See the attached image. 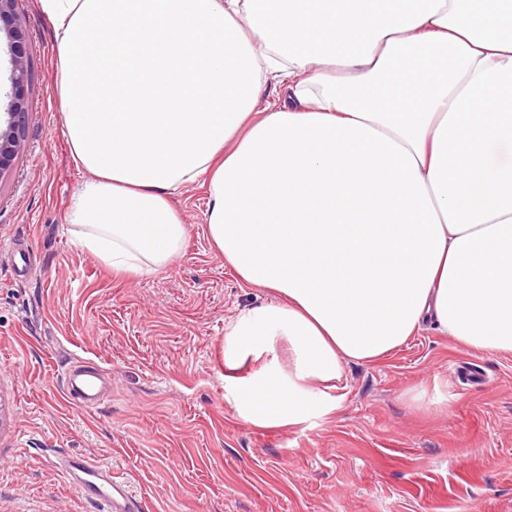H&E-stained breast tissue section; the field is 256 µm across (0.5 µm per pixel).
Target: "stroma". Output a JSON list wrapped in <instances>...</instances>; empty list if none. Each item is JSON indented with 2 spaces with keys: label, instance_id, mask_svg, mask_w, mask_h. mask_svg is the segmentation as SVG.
I'll use <instances>...</instances> for the list:
<instances>
[{
  "label": "stroma",
  "instance_id": "35a3bbf8",
  "mask_svg": "<svg viewBox=\"0 0 512 512\" xmlns=\"http://www.w3.org/2000/svg\"><path fill=\"white\" fill-rule=\"evenodd\" d=\"M27 147L0 178V512H96L60 463L81 454L127 482L143 512H512V354L466 352L425 323L385 361L347 363L327 418L258 428L224 389L227 323L270 294L239 281L208 240V191L174 199L180 257L119 276L65 221L86 178L62 134L58 47L39 0ZM90 362L92 409L62 376ZM452 394L435 406V391Z\"/></svg>",
  "mask_w": 512,
  "mask_h": 512
}]
</instances>
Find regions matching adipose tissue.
<instances>
[{
	"label": "adipose tissue",
	"mask_w": 512,
	"mask_h": 512,
	"mask_svg": "<svg viewBox=\"0 0 512 512\" xmlns=\"http://www.w3.org/2000/svg\"><path fill=\"white\" fill-rule=\"evenodd\" d=\"M373 2L40 0L89 173L72 236L116 274L167 268L173 196L207 184L213 249L275 296L224 333L230 402L257 427L328 417L346 363L428 319L512 353V0ZM270 83L287 102L262 101Z\"/></svg>",
	"instance_id": "obj_1"
}]
</instances>
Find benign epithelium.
Instances as JSON below:
<instances>
[{"label":"benign epithelium","mask_w":512,"mask_h":512,"mask_svg":"<svg viewBox=\"0 0 512 512\" xmlns=\"http://www.w3.org/2000/svg\"><path fill=\"white\" fill-rule=\"evenodd\" d=\"M19 0H0V33L4 34L11 54V95L0 122V178L11 168L26 147L28 124L27 90L32 81L31 59L34 44L17 18Z\"/></svg>","instance_id":"benign-epithelium-1"}]
</instances>
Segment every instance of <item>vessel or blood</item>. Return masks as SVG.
I'll return each mask as SVG.
<instances>
[{"instance_id": "vessel-or-blood-1", "label": "vessel or blood", "mask_w": 512, "mask_h": 512, "mask_svg": "<svg viewBox=\"0 0 512 512\" xmlns=\"http://www.w3.org/2000/svg\"><path fill=\"white\" fill-rule=\"evenodd\" d=\"M64 384L68 397L83 407L98 404L102 384L97 372H66ZM65 471L81 494L97 504L98 512H140L125 481L112 476L101 464L73 457L66 462Z\"/></svg>"}]
</instances>
